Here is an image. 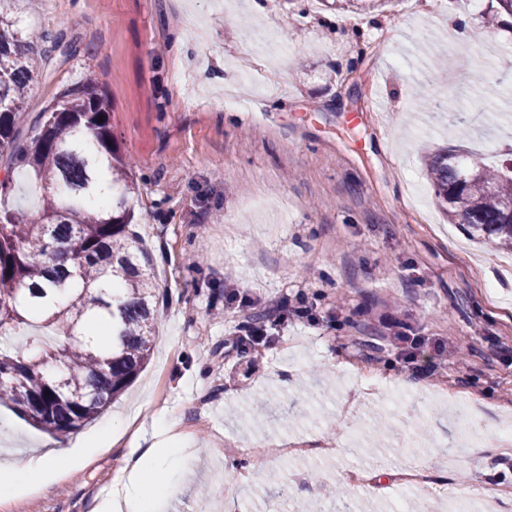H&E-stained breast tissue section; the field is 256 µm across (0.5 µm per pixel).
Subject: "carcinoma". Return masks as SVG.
I'll return each instance as SVG.
<instances>
[{
  "instance_id": "carcinoma-1",
  "label": "carcinoma",
  "mask_w": 512,
  "mask_h": 512,
  "mask_svg": "<svg viewBox=\"0 0 512 512\" xmlns=\"http://www.w3.org/2000/svg\"><path fill=\"white\" fill-rule=\"evenodd\" d=\"M0 0V405L50 433L79 430L122 395L149 361L157 277L132 230L131 165L93 78L56 94L34 118L26 99L59 48L23 31ZM371 12L384 0H332ZM451 220L512 250V151L495 166L448 148L426 155ZM25 170L42 199L39 223L3 204ZM112 199H106L107 188ZM119 325L107 342L97 333Z\"/></svg>"
}]
</instances>
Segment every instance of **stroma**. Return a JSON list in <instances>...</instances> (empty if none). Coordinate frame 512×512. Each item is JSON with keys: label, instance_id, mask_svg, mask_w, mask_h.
I'll return each instance as SVG.
<instances>
[{"label": "stroma", "instance_id": "stroma-1", "mask_svg": "<svg viewBox=\"0 0 512 512\" xmlns=\"http://www.w3.org/2000/svg\"><path fill=\"white\" fill-rule=\"evenodd\" d=\"M426 16L410 0L355 14L322 0H17L23 26L62 37L26 102L42 112L64 86L94 76L133 166L130 205L157 275L151 360L130 390L66 434L73 455L49 493L0 500V512H98L139 429L164 417L196 450L164 512H316L337 495L350 512H475L463 491L503 490L512 465L497 439L512 413V252L450 223L423 164L461 146L493 164L512 146V33L487 28L464 0ZM486 32L464 50L449 22ZM274 70L270 84L242 64ZM242 87L241 103L224 91ZM472 126L459 140L449 101ZM288 199L287 223L276 205ZM239 286L225 303L224 282ZM303 299L319 322L289 324L253 354L235 338L242 300ZM412 335L443 340L448 360L421 374L389 345L393 307ZM406 390L397 404L366 393L363 371ZM447 389L479 410L463 418L434 398ZM264 399L270 415L254 413ZM111 424L116 443L84 458L81 442ZM327 447L323 456L264 462L229 441ZM48 436L0 407V449H39ZM429 471L416 490L396 475ZM376 470L373 488L343 480Z\"/></svg>", "mask_w": 512, "mask_h": 512}]
</instances>
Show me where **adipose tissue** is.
Returning a JSON list of instances; mask_svg holds the SVG:
<instances>
[{"label": "adipose tissue", "instance_id": "ef3b65f1", "mask_svg": "<svg viewBox=\"0 0 512 512\" xmlns=\"http://www.w3.org/2000/svg\"><path fill=\"white\" fill-rule=\"evenodd\" d=\"M169 430L163 419L153 422L149 446L127 459L100 512H163L166 500L175 490L170 463L189 457L182 444H167ZM70 454V449L60 447L50 453L32 452L11 462H0V496H11L18 487L30 482L50 488L49 473L57 470Z\"/></svg>", "mask_w": 512, "mask_h": 512}]
</instances>
